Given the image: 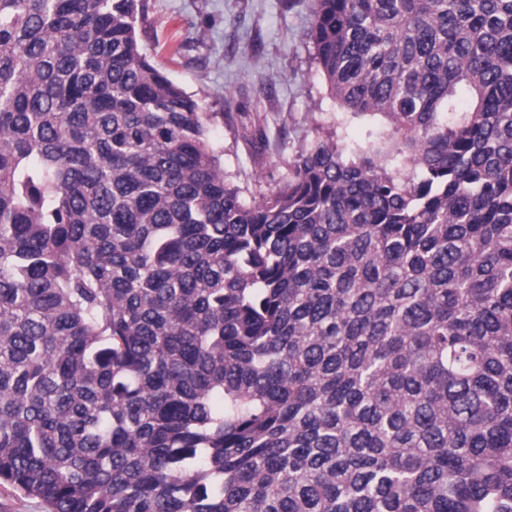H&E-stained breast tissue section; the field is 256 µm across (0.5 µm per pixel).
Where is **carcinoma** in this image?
Instances as JSON below:
<instances>
[{
  "label": "carcinoma",
  "instance_id": "1",
  "mask_svg": "<svg viewBox=\"0 0 512 512\" xmlns=\"http://www.w3.org/2000/svg\"><path fill=\"white\" fill-rule=\"evenodd\" d=\"M142 12L0 0V485L512 512V0H314L339 121L251 204Z\"/></svg>",
  "mask_w": 512,
  "mask_h": 512
}]
</instances>
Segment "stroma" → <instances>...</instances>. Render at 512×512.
I'll return each mask as SVG.
<instances>
[{"instance_id": "35a3bbf8", "label": "stroma", "mask_w": 512, "mask_h": 512, "mask_svg": "<svg viewBox=\"0 0 512 512\" xmlns=\"http://www.w3.org/2000/svg\"><path fill=\"white\" fill-rule=\"evenodd\" d=\"M312 10L313 0H144L142 52L211 113L212 146L246 202L257 185L275 186L313 114L326 119L337 110L304 37ZM265 75L273 85L262 83ZM255 114L263 144L244 135Z\"/></svg>"}]
</instances>
